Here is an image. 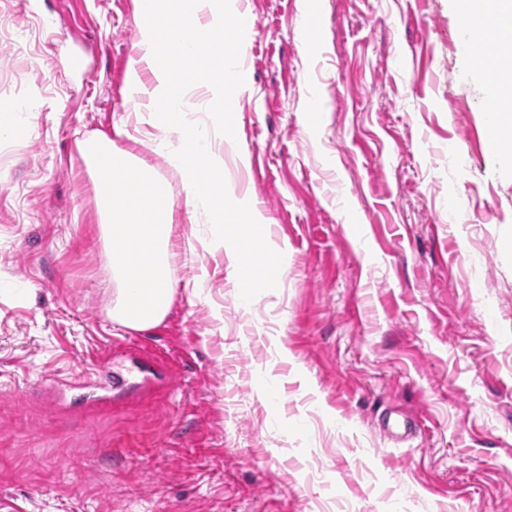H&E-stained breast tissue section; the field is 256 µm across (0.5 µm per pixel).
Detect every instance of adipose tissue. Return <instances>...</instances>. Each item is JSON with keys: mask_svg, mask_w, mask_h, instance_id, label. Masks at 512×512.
Returning a JSON list of instances; mask_svg holds the SVG:
<instances>
[{"mask_svg": "<svg viewBox=\"0 0 512 512\" xmlns=\"http://www.w3.org/2000/svg\"><path fill=\"white\" fill-rule=\"evenodd\" d=\"M462 7L467 34L512 41V0H462ZM140 14L142 37L128 72L130 108L148 112L151 126L165 132L168 160L180 174L190 222L212 224L247 260L240 299L250 303L255 289L275 281L282 267L273 259L256 260L267 235L264 220L248 202L227 201L224 165L217 154L232 134L224 125V101L244 86L238 58L251 35V18L228 12L224 0H140ZM492 17L499 27L490 33L486 23ZM146 71L153 78L148 85L141 79ZM190 90L206 95L212 126L188 120L183 104Z\"/></svg>", "mask_w": 512, "mask_h": 512, "instance_id": "adipose-tissue-1", "label": "adipose tissue"}]
</instances>
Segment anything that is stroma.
I'll return each instance as SVG.
<instances>
[{"instance_id":"obj_1","label":"stroma","mask_w":512,"mask_h":512,"mask_svg":"<svg viewBox=\"0 0 512 512\" xmlns=\"http://www.w3.org/2000/svg\"><path fill=\"white\" fill-rule=\"evenodd\" d=\"M227 195L286 266L239 299L232 246L175 209L164 321L108 316L81 142L179 189L128 118L138 0H0V512H512V173L455 0H238ZM181 358L110 406L59 379ZM410 419L402 445L383 430Z\"/></svg>"}]
</instances>
